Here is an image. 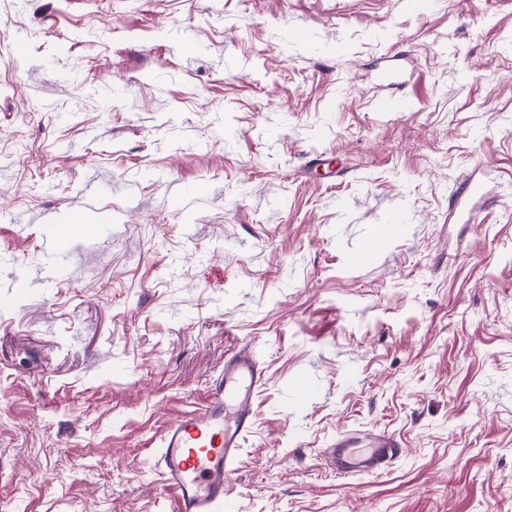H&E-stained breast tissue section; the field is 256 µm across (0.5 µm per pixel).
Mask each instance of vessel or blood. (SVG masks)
<instances>
[{
  "instance_id": "vessel-or-blood-1",
  "label": "vessel or blood",
  "mask_w": 512,
  "mask_h": 512,
  "mask_svg": "<svg viewBox=\"0 0 512 512\" xmlns=\"http://www.w3.org/2000/svg\"><path fill=\"white\" fill-rule=\"evenodd\" d=\"M263 384L253 351L239 346L224 359V374L207 405L178 416L161 436L159 469L177 512H227L232 506L228 481L243 442L253 426L252 404ZM387 435H339L331 460L342 474L379 472L396 455Z\"/></svg>"
}]
</instances>
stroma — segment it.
Segmentation results:
<instances>
[{"instance_id": "35a3bbf8", "label": "stroma", "mask_w": 512, "mask_h": 512, "mask_svg": "<svg viewBox=\"0 0 512 512\" xmlns=\"http://www.w3.org/2000/svg\"><path fill=\"white\" fill-rule=\"evenodd\" d=\"M241 344L236 512H512V0H0V512H171ZM363 443L364 446H361ZM333 447L331 461L336 465V470L341 474L351 475H370L379 472L398 451L395 441L385 434H341L336 437Z\"/></svg>"}]
</instances>
